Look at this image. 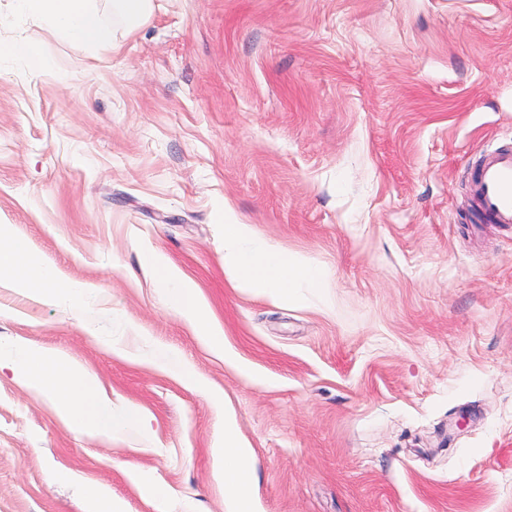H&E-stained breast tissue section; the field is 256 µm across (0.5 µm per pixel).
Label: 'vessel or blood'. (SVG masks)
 <instances>
[{
	"instance_id": "b4317fda",
	"label": "vessel or blood",
	"mask_w": 512,
	"mask_h": 512,
	"mask_svg": "<svg viewBox=\"0 0 512 512\" xmlns=\"http://www.w3.org/2000/svg\"><path fill=\"white\" fill-rule=\"evenodd\" d=\"M471 189L478 221L512 225V145L482 152L471 173Z\"/></svg>"
}]
</instances>
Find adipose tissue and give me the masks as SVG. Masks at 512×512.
I'll return each instance as SVG.
<instances>
[{
  "mask_svg": "<svg viewBox=\"0 0 512 512\" xmlns=\"http://www.w3.org/2000/svg\"><path fill=\"white\" fill-rule=\"evenodd\" d=\"M17 12L65 39L89 47L114 45L118 33L141 24L152 9V0H109L102 8L98 0H13ZM0 248L9 262L0 265V283L22 288L34 295L55 298L66 295L84 301L86 287L61 280L56 271L34 254L12 227L0 225ZM224 268L242 288L272 302L297 299L299 285L327 287L331 273L322 264L290 255L278 246L256 238L248 224L224 227ZM161 281L172 307L194 318L201 334L213 346L223 349L227 362H236L234 351L226 349L222 332L208 323L207 310L195 287L172 269H164ZM8 364L15 374L32 384L56 405L59 415L72 427L91 435L111 436L143 429L144 420L132 404L114 405L85 371L68 359L45 349L20 344L0 348V365ZM224 502L228 512H259L252 492L254 457L233 425H225Z\"/></svg>",
  "mask_w": 512,
  "mask_h": 512,
  "instance_id": "obj_1",
  "label": "adipose tissue"
}]
</instances>
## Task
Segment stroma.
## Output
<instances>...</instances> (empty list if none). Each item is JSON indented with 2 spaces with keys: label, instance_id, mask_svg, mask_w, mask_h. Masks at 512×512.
I'll use <instances>...</instances> for the list:
<instances>
[{
  "label": "stroma",
  "instance_id": "35a3bbf8",
  "mask_svg": "<svg viewBox=\"0 0 512 512\" xmlns=\"http://www.w3.org/2000/svg\"><path fill=\"white\" fill-rule=\"evenodd\" d=\"M0 224L87 306L0 285V346L54 350L139 433L93 438L0 368V512H156L150 474L226 512L225 421L262 512H512V227L468 168L512 137V0H153L88 49L0 0ZM332 271L276 304L224 270V213ZM191 281L244 376L168 303ZM178 352L200 380L130 362ZM23 60L34 70H48L52 62L43 53L39 44L21 38L10 42H0V62L10 60ZM87 505V512H124L121 502L98 490H90L87 493Z\"/></svg>",
  "mask_w": 512,
  "mask_h": 512
}]
</instances>
